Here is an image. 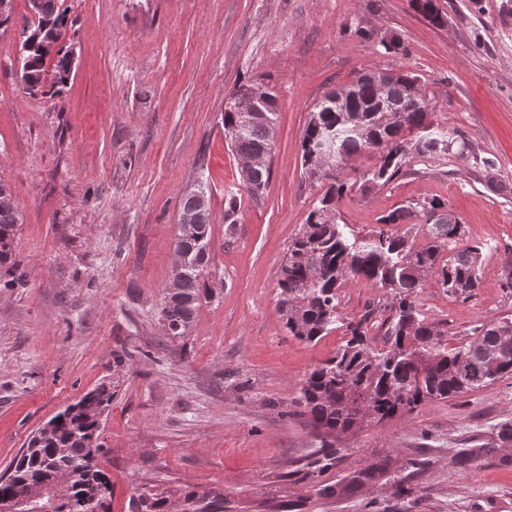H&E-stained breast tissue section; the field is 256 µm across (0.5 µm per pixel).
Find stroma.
I'll use <instances>...</instances> for the list:
<instances>
[{"label": "stroma", "instance_id": "stroma-1", "mask_svg": "<svg viewBox=\"0 0 512 512\" xmlns=\"http://www.w3.org/2000/svg\"><path fill=\"white\" fill-rule=\"evenodd\" d=\"M435 2L441 26L411 0H66L77 60L50 97L23 88L19 25L30 11L13 0L16 24L0 31V180L21 222L15 265L0 269V474L39 427L104 384L108 512H130L150 483L175 502L187 489H222L232 512H512V443L497 437L512 424L510 375L339 436V460L320 479L346 485L343 496L320 498L283 477L322 441L297 404L303 380L381 295L348 283L338 325L312 343L289 336L278 312L288 245L322 193L302 174L301 137L326 92L374 71L419 77L434 123L473 156H410L409 175L337 200V218L365 233L396 208L443 200L488 249L471 297L430 277L422 312L446 321L454 346L512 314L502 288L512 271V0ZM386 35L404 52H386ZM256 82L279 103L257 200L224 137L232 93ZM200 184L211 209L206 293L189 334L173 339L160 328L162 290L179 200ZM471 448L481 451L474 467H455ZM383 458L408 474V495L389 477L353 483Z\"/></svg>", "mask_w": 512, "mask_h": 512}]
</instances>
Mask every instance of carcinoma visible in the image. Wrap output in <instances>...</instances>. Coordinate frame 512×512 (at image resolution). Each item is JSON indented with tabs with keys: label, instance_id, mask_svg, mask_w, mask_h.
<instances>
[{
	"label": "carcinoma",
	"instance_id": "cac0c4a2",
	"mask_svg": "<svg viewBox=\"0 0 512 512\" xmlns=\"http://www.w3.org/2000/svg\"><path fill=\"white\" fill-rule=\"evenodd\" d=\"M414 8L431 22L444 18L434 0H411ZM32 18L20 30L21 80L31 94L56 96L67 86L71 74L68 50L62 46L52 58L43 42L53 32L66 38L73 27L61 0H29ZM53 62V71L47 63ZM418 84L410 72H392L386 89L377 94L366 76L328 93L310 114L301 140L302 165L309 178L326 181L324 193L308 213L305 224L288 247L278 280V311L288 333L314 342L327 335L338 322L339 290L354 280H364L383 291L382 300L368 305L357 321L346 324V340L336 354L316 367L304 381L298 405L316 428L328 435L347 433L371 421L402 417L432 399L460 396L483 389L512 374V315L473 328V339L448 347V331L442 321H430L416 299L422 279L433 276L444 292L466 299L480 286L478 270L484 247L464 242V224L448 210L447 203L427 199L414 207H401L378 219L379 227L361 234L337 219L335 200L350 194L354 185L342 177L356 155L372 152L375 164L363 172L362 186L385 185L404 169L410 155L449 154L455 139L433 129L432 104L421 101L391 119L388 109L407 103L408 88ZM270 100L260 118L240 130L231 146L240 158H253L271 148L276 134L278 99ZM331 143L336 175L316 174L319 161L312 159L320 143ZM270 169L253 171L257 199L264 194ZM205 188L197 186L182 196L177 240L185 251L200 257L183 268L179 288L164 294L161 302L162 330L172 338L190 331L199 307L200 281L210 263L209 252L199 243H209L211 213L198 218L199 198ZM425 217L428 243L415 247L409 232L398 234L389 226L405 224L418 215ZM20 221L17 206H0V267L14 265L15 234ZM380 316L384 330L382 345L368 338L369 325ZM113 393L104 385L87 392L79 401L56 414L48 432L37 431L16 461L10 481L0 483V501L17 490L37 485L56 472L75 475L67 512H84L83 498L92 484L104 486L96 503L106 512L109 483L94 467L82 462L90 452L88 440L101 434L99 417L112 402ZM328 441L314 451L308 469L299 471L320 498L339 497L346 487L325 485L319 474L336 465V454ZM389 474V461L379 460L359 472L357 482H372ZM133 512H170L169 493L155 486L140 489L131 497ZM182 512H224V493L218 489L190 490L182 495Z\"/></svg>",
	"mask_w": 512,
	"mask_h": 512
}]
</instances>
